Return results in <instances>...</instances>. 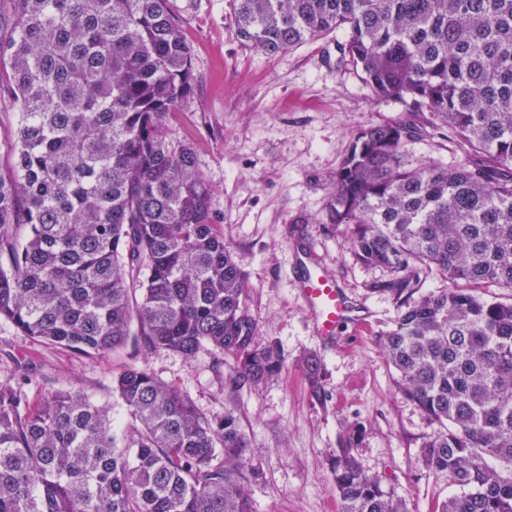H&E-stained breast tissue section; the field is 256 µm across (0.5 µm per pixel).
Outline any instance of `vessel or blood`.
Here are the masks:
<instances>
[{
	"instance_id": "obj_1",
	"label": "vessel or blood",
	"mask_w": 512,
	"mask_h": 512,
	"mask_svg": "<svg viewBox=\"0 0 512 512\" xmlns=\"http://www.w3.org/2000/svg\"><path fill=\"white\" fill-rule=\"evenodd\" d=\"M300 294L314 322L317 335L332 341L340 330L351 326L363 328L366 319L353 306L335 277L314 259L303 262L299 272Z\"/></svg>"
}]
</instances>
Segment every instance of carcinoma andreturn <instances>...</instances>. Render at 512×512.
Instances as JSON below:
<instances>
[{
	"label": "carcinoma",
	"mask_w": 512,
	"mask_h": 512,
	"mask_svg": "<svg viewBox=\"0 0 512 512\" xmlns=\"http://www.w3.org/2000/svg\"><path fill=\"white\" fill-rule=\"evenodd\" d=\"M0 102L16 124L0 174V319L82 355L126 347L235 358L230 382L282 368L256 344L243 264L224 241L194 150L170 131L193 62L178 0H8ZM241 44L278 54L331 33L378 98L423 115L351 134L323 223L391 278L381 345L402 392L438 424L425 465L459 492L435 512H512V0H236ZM447 135L464 158L414 163ZM436 270L448 288L420 293ZM137 330H132V326ZM0 384V512H252L250 441L146 367L112 378L129 420L79 389L26 401ZM345 440L340 512H405ZM496 460L492 468L485 457Z\"/></svg>",
	"instance_id": "1"
}]
</instances>
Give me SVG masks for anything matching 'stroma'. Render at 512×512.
<instances>
[{"instance_id": "stroma-1", "label": "stroma", "mask_w": 512, "mask_h": 512, "mask_svg": "<svg viewBox=\"0 0 512 512\" xmlns=\"http://www.w3.org/2000/svg\"><path fill=\"white\" fill-rule=\"evenodd\" d=\"M234 8L235 0H201L183 12L194 89L172 113L170 128L197 154L224 237L246 270L256 341L278 345L282 370L235 388L234 361L218 353L204 350L191 361L164 350L135 357L127 348L86 356L0 320V383L28 371L24 391L33 403L77 386L107 406L119 426L128 413L108 389L137 362L180 388L201 412L237 417L256 473L249 485L253 512H339L330 464L353 432L366 474L400 497L406 512H434L454 489L423 464L420 446L435 424L402 394L379 344L397 315L396 301L378 289L390 273L357 262L346 227L322 222L351 133L409 114L401 104L373 98L359 75L340 64L335 36L267 56L237 40ZM308 249L368 313L366 328H345L332 345L316 336L294 286L295 261ZM312 355L323 374L317 388L303 369Z\"/></svg>"}]
</instances>
